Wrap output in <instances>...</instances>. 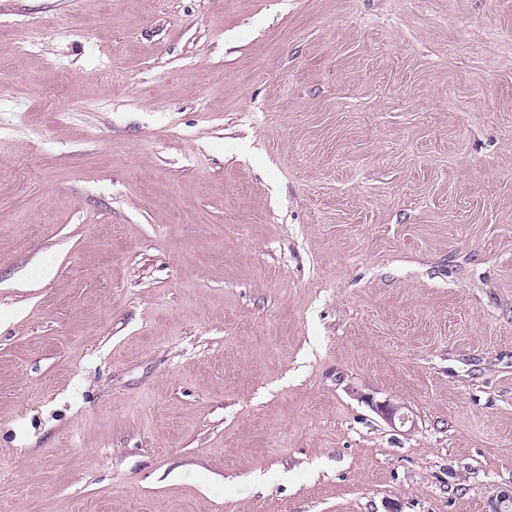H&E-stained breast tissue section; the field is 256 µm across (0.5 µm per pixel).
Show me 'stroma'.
Listing matches in <instances>:
<instances>
[{"label":"stroma","instance_id":"obj_1","mask_svg":"<svg viewBox=\"0 0 512 512\" xmlns=\"http://www.w3.org/2000/svg\"><path fill=\"white\" fill-rule=\"evenodd\" d=\"M511 490L512 0H0V512Z\"/></svg>","mask_w":512,"mask_h":512}]
</instances>
